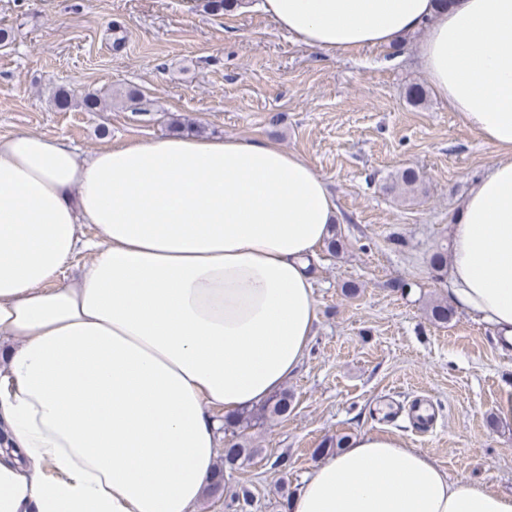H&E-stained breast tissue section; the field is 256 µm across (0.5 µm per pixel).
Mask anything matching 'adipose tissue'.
Returning a JSON list of instances; mask_svg holds the SVG:
<instances>
[{"label": "adipose tissue", "mask_w": 512, "mask_h": 512, "mask_svg": "<svg viewBox=\"0 0 512 512\" xmlns=\"http://www.w3.org/2000/svg\"><path fill=\"white\" fill-rule=\"evenodd\" d=\"M258 8L332 57L423 32L420 69L497 153L449 227V293L511 343L512 0ZM338 219L323 177L271 140L174 134L86 155L0 135V512H195L217 413L263 401L304 359L311 264ZM81 250L92 260L62 280ZM288 508L512 512V496L369 432L316 465Z\"/></svg>", "instance_id": "ef3b65f1"}]
</instances>
